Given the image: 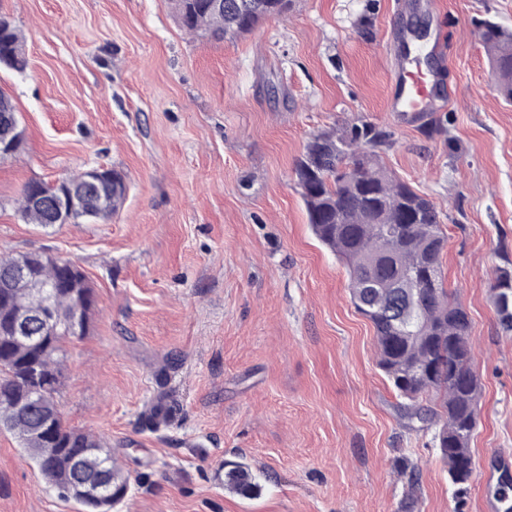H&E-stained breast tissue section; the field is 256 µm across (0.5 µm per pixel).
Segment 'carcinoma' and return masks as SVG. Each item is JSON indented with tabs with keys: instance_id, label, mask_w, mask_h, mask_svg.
Returning a JSON list of instances; mask_svg holds the SVG:
<instances>
[{
	"instance_id": "obj_1",
	"label": "carcinoma",
	"mask_w": 512,
	"mask_h": 512,
	"mask_svg": "<svg viewBox=\"0 0 512 512\" xmlns=\"http://www.w3.org/2000/svg\"><path fill=\"white\" fill-rule=\"evenodd\" d=\"M292 0H224V13L215 15L208 0H174L183 29L215 40L233 39L259 22L288 11ZM479 37L499 74V92L512 104V30L491 20L478 23ZM8 50L15 67L27 65L22 37L16 26L0 17V48ZM392 146L391 134L368 121L352 125L341 134L320 132L307 142L295 168L308 224L318 241L344 264L350 298L356 310L371 321L377 342V365L400 397L409 419L431 428L448 478L458 492L469 489L474 458L470 443L478 426L482 384L474 369L470 344L471 320L465 308L445 286L443 252L447 235L440 212L424 194L397 177L381 161ZM119 179L104 198L106 220L117 212L125 195ZM19 212L29 224L50 226L43 212L28 207L22 192ZM33 271L46 281L63 277L50 259L30 258ZM492 302L502 333L512 334V260L495 270ZM63 336L46 344H17L0 339V427L17 436L24 451L37 460L43 447L37 437L51 410L58 406L64 358ZM36 363L51 376L42 402L25 412L9 397L29 384L30 365ZM434 395L439 407L424 411L417 402ZM177 400L157 383V392L141 413L142 426L157 430L174 419ZM55 467L38 466L41 475L68 497L75 457L84 459L92 472L112 477L108 495L120 503L128 491V477L112 460L99 437L59 426ZM236 492L258 490L249 469L240 463L226 473ZM501 512H512V482L495 486Z\"/></svg>"
}]
</instances>
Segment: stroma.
<instances>
[{"label":"stroma","mask_w":512,"mask_h":512,"mask_svg":"<svg viewBox=\"0 0 512 512\" xmlns=\"http://www.w3.org/2000/svg\"><path fill=\"white\" fill-rule=\"evenodd\" d=\"M401 0H292L285 16L214 42L186 33L172 0H0L27 67L0 65L24 141L0 160V254L73 261L96 295L68 339L67 427L105 438L129 478L113 512H485L483 466L512 456V335L493 271L512 258V105L478 20L512 29V0H429L454 90L435 133L386 109ZM367 120L385 165L436 205L448 289L467 309L482 381L471 489L456 496L433 430L408 419L377 366L375 331L345 267L308 224L294 168L318 132ZM454 146H447V139ZM104 166L127 194L112 218L25 223L18 199ZM176 358L170 425L143 429L156 374ZM419 470L416 486L398 473ZM250 467L257 493L225 484ZM0 512H82L0 430Z\"/></svg>","instance_id":"1"}]
</instances>
